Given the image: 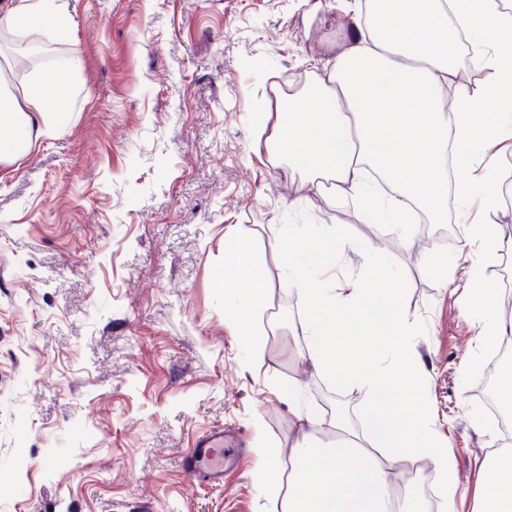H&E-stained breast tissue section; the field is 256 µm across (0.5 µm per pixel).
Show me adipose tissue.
Returning <instances> with one entry per match:
<instances>
[{"instance_id": "1", "label": "adipose tissue", "mask_w": 512, "mask_h": 512, "mask_svg": "<svg viewBox=\"0 0 512 512\" xmlns=\"http://www.w3.org/2000/svg\"><path fill=\"white\" fill-rule=\"evenodd\" d=\"M346 11L347 34L326 79L280 104L272 145L291 171L328 182L357 198L364 213L400 229L413 211L444 224L449 201L464 208L480 199L481 222L460 226L471 260L463 286L479 317L481 350L497 352L512 334V320L500 313L481 270L487 258L512 254V236L492 220L499 199L489 189L494 173L482 160L512 149V69L503 65L512 54V0H376L367 18L348 0ZM70 26L64 0H10L0 7V29L26 37L61 36ZM13 67V56L0 51V166L69 124L76 90L55 76L77 73L80 64L63 58L51 72L18 83ZM466 67L488 71V81L471 90L454 87ZM480 103L485 111H477ZM253 238L251 226L233 227L224 275L226 319L249 347L257 343L267 302ZM268 245L308 308L305 360L332 382L364 385L370 435H358L336 416L329 423L336 440L325 446L317 440L321 421L306 416L289 472L281 470L278 448H256L260 487L280 498L281 512H420L393 484L426 461L439 477L442 512H457L456 459L416 391L421 363L396 274L386 265L348 274L351 300L344 303L314 278L338 264L333 229L292 224ZM481 474L473 512H512V452L486 459Z\"/></svg>"}]
</instances>
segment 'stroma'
I'll return each instance as SVG.
<instances>
[{
	"mask_svg": "<svg viewBox=\"0 0 512 512\" xmlns=\"http://www.w3.org/2000/svg\"><path fill=\"white\" fill-rule=\"evenodd\" d=\"M63 39L36 68L81 61L70 124L0 168V512H276L255 448L289 459L299 412L339 405L364 429L361 385L334 384L301 354V296L269 238L322 224L345 267L388 264L425 377L419 390L454 454L472 512L490 449L473 394L488 363L462 289L423 272L458 235L366 220L358 201L290 172L254 112L322 74L341 44L343 0H67ZM254 227L266 270L258 348L225 322V236ZM297 385L301 407L276 395ZM221 429L222 484L185 459Z\"/></svg>",
	"mask_w": 512,
	"mask_h": 512,
	"instance_id": "stroma-1",
	"label": "stroma"
}]
</instances>
